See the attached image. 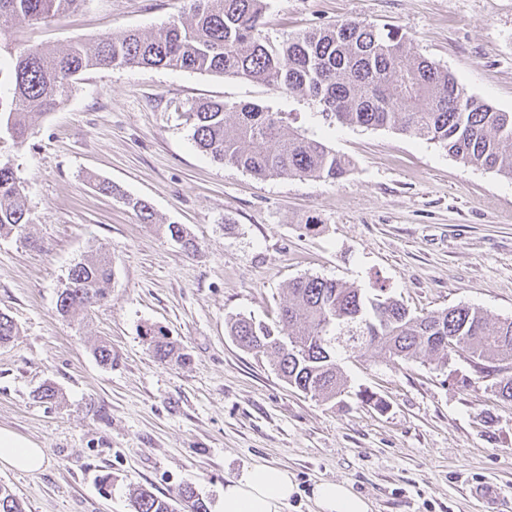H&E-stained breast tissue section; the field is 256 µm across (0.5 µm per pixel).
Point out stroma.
<instances>
[{
	"instance_id": "35a3bbf8",
	"label": "stroma",
	"mask_w": 512,
	"mask_h": 512,
	"mask_svg": "<svg viewBox=\"0 0 512 512\" xmlns=\"http://www.w3.org/2000/svg\"><path fill=\"white\" fill-rule=\"evenodd\" d=\"M181 5L85 0L0 41V68L20 47L156 31ZM349 18L397 29L410 56L512 112V0H270L264 32L282 42ZM209 100L287 113L352 168L332 182L218 164L185 121ZM31 131L20 147L0 128V161L34 219L25 238H0V310L19 328L0 346V427L46 452L39 471L0 469L26 512H131V489L171 498L187 483L212 510L226 480L257 464L293 475L284 512H316L311 489L322 481L348 483L373 512H512V401L465 358L338 355L348 391L334 403L289 386L225 326L239 314L274 321L305 275L385 288L418 314L467 305L512 318V177L395 129L329 123L316 103L273 86L168 68L89 70ZM96 177L120 196L99 192ZM127 195L151 205L154 223ZM172 222L195 237L196 254L162 233ZM98 248L113 262L107 301L83 320L61 317L69 267ZM146 325L188 361L157 362ZM102 340L108 367L92 353ZM48 382L55 399H38ZM481 483L496 486L495 502L471 497Z\"/></svg>"
}]
</instances>
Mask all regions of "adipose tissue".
Instances as JSON below:
<instances>
[{
	"mask_svg": "<svg viewBox=\"0 0 512 512\" xmlns=\"http://www.w3.org/2000/svg\"><path fill=\"white\" fill-rule=\"evenodd\" d=\"M45 451L35 442L0 428V465L27 472L41 469ZM297 486L287 469L259 464L224 484L218 512H282ZM318 512H371V503L346 483L324 481L312 489Z\"/></svg>",
	"mask_w": 512,
	"mask_h": 512,
	"instance_id": "adipose-tissue-1",
	"label": "adipose tissue"
}]
</instances>
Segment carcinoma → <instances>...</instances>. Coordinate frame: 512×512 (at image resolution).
Listing matches in <instances>:
<instances>
[{
	"label": "carcinoma",
	"instance_id": "1",
	"mask_svg": "<svg viewBox=\"0 0 512 512\" xmlns=\"http://www.w3.org/2000/svg\"><path fill=\"white\" fill-rule=\"evenodd\" d=\"M85 0H0V36L8 29L77 11ZM268 0H190L189 9L149 34L128 30L65 49L24 47L9 72L8 99L0 97V125L23 144L36 114L64 102L76 80L96 68L150 66L231 75L301 94L341 124L392 128L448 150L461 162L512 176V112H501L467 93L448 71L425 58H408L406 41L358 19L305 32L274 44L263 34ZM197 148L213 161L257 177L282 175L336 180L351 162L323 142L288 126L279 112L252 103H196L187 110ZM33 223L14 168L0 164V237L24 236ZM189 253L195 240L181 224H162ZM112 259L97 252L74 263L59 294L57 311L75 318L107 299ZM241 347L274 356V366L298 390L325 400L345 392L336 349L377 352L393 360L434 356L448 363V344L467 352L477 368L512 364V319L492 321L477 308L455 306L417 315L384 289L366 295L346 283L301 276L288 284V301L268 324L251 317L226 319ZM18 327L0 312V346ZM141 336L160 362H184L186 354L152 326ZM176 500L188 512H208L190 484ZM133 512H177L145 486L133 489ZM0 512H26L0 484Z\"/></svg>",
	"mask_w": 512,
	"mask_h": 512
}]
</instances>
